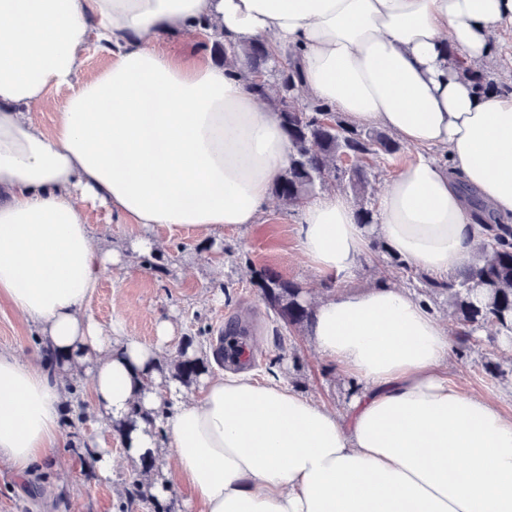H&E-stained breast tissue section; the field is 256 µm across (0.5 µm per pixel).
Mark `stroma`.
<instances>
[{"mask_svg": "<svg viewBox=\"0 0 512 512\" xmlns=\"http://www.w3.org/2000/svg\"><path fill=\"white\" fill-rule=\"evenodd\" d=\"M88 221L94 228L109 225L116 245L144 235L162 244L155 253H128L124 268L100 274L87 308L103 328L119 319L126 335L151 344L158 323L170 321L175 337L161 350L162 357L170 359L188 338L194 347L213 351L225 329L241 319L251 326L247 345L256 378L277 375L340 413L359 392L360 383L318 352L307 329L286 325L261 298V273L300 285L312 302L327 292L300 250L299 210L273 197L256 223L227 226L209 237L184 227L125 224L101 208L90 209ZM420 275L413 266H391L385 252L373 249L344 286L410 289L443 323H450L447 295L424 288ZM495 333V327H488L470 348L453 349L446 373L451 384L490 398L503 414L512 416V355L492 342ZM0 353L24 362L37 361L43 353L37 327L5 300L0 301ZM491 364L499 366V374L488 372ZM90 390L83 372L68 379L57 446L42 463L23 475L0 465V512H141L127 507L124 495L139 464L126 456L118 433L99 425ZM80 413L85 420L78 425L74 418ZM98 448L112 453L111 477H100L95 469Z\"/></svg>", "mask_w": 512, "mask_h": 512, "instance_id": "stroma-1", "label": "stroma"}]
</instances>
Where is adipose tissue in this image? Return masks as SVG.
Returning a JSON list of instances; mask_svg holds the SVG:
<instances>
[{"instance_id": "obj_1", "label": "adipose tissue", "mask_w": 512, "mask_h": 512, "mask_svg": "<svg viewBox=\"0 0 512 512\" xmlns=\"http://www.w3.org/2000/svg\"><path fill=\"white\" fill-rule=\"evenodd\" d=\"M510 22L512 0H0V297L63 357L0 354V463L22 474L48 455L64 374L82 367L100 421L127 427L133 457L169 449L202 512H512V417L449 384V334L405 289L317 304L316 348L362 383L342 414L273 377H207L190 395L157 370L172 323L149 345L85 309L102 271L157 246L106 244L88 209L207 235L255 223L288 165L278 114L208 57L162 51L166 37L205 29L279 60L298 52L310 97L417 148L377 228L336 192L302 205L301 250L337 282L375 232L421 270L461 268L483 229L460 185L512 223V93L478 94L460 74L492 59ZM91 37L110 62L83 77ZM60 87L47 132L30 114Z\"/></svg>"}]
</instances>
